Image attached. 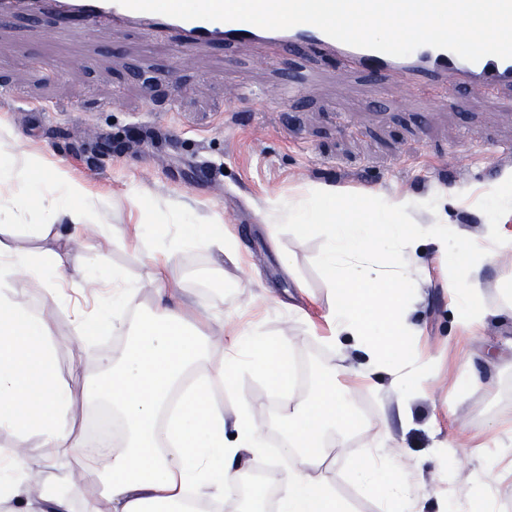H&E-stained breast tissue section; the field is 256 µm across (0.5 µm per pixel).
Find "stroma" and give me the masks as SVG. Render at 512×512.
Masks as SVG:
<instances>
[{"mask_svg":"<svg viewBox=\"0 0 512 512\" xmlns=\"http://www.w3.org/2000/svg\"><path fill=\"white\" fill-rule=\"evenodd\" d=\"M56 26L49 15L37 26L25 16L0 21V89L14 92L0 98V149L65 163L100 195V223L118 230L132 221L124 197L133 189L157 203L162 221L177 210L199 222L221 215L243 260L225 261L219 300L206 254L187 250L182 300L208 315L244 313L271 338L286 335L305 394L322 365L355 371L365 357L349 343L331 350L321 341L328 295L319 267L323 236L285 226L270 235L271 202L326 182L354 195L408 194L428 200L411 216L426 226L437 219L432 202L448 192L461 200L448 212L450 223L477 236L493 209L484 188L512 169L506 98L452 88L410 98L394 93L398 76H350L332 56H272L255 44L180 53L138 30H77L55 41L47 33ZM288 77L301 87L296 101L265 109L253 103L252 92ZM285 254L300 281L284 270ZM417 264L422 276L408 296V350L425 363L426 376L406 395L385 370L353 383L350 400L364 420L338 439L336 466L324 473L351 512L382 509L351 477L359 455L377 450L398 460L422 512H447L468 492L470 474L485 468L495 436L512 431V311L462 329L448 297L447 257L426 244ZM241 278L250 287H237ZM291 304L305 319L289 317ZM126 343L114 336L91 350L65 342L58 370L68 382L75 370L95 373L101 354ZM468 366L484 388L462 390ZM238 386L255 424L268 439L278 438L280 397L248 374Z\"/></svg>","mask_w":512,"mask_h":512,"instance_id":"35a3bbf8","label":"stroma"}]
</instances>
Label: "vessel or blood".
<instances>
[{
    "instance_id": "obj_1",
    "label": "vessel or blood",
    "mask_w": 512,
    "mask_h": 512,
    "mask_svg": "<svg viewBox=\"0 0 512 512\" xmlns=\"http://www.w3.org/2000/svg\"><path fill=\"white\" fill-rule=\"evenodd\" d=\"M23 12L53 14L62 31L76 26L88 32L100 27H134L188 46L251 42L293 55H329L342 60L347 69L375 79L389 72L396 73L406 92L450 83L491 97L512 90V59L487 56L470 62L451 51L427 45L418 47L408 56L395 57L344 44L310 24L287 30H267L246 22L181 20L155 12L135 11L121 6L117 0H0V18ZM296 92L294 83L286 80L278 91L255 93L253 100L261 108L271 101L285 105Z\"/></svg>"
}]
</instances>
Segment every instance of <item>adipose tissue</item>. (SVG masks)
<instances>
[{
    "instance_id": "adipose-tissue-1",
    "label": "adipose tissue",
    "mask_w": 512,
    "mask_h": 512,
    "mask_svg": "<svg viewBox=\"0 0 512 512\" xmlns=\"http://www.w3.org/2000/svg\"><path fill=\"white\" fill-rule=\"evenodd\" d=\"M16 214L39 211L49 224H0V430L14 440L0 447V512H223L228 500L241 512H349L322 477L336 463L331 449L337 436L355 427L350 401L336 380V368L323 367L307 399L296 398L286 339L271 340L257 328H244L237 315L216 316L199 326L197 314L181 300V257L187 248L205 251L214 281L224 261L236 258L235 238L218 223L197 224L177 216L174 229L150 234L155 207L147 197L130 194L136 216L122 231L93 221L85 186L62 164L40 157L0 151V197ZM414 201L397 196L349 194L331 184H314L295 200L275 201L269 223H286L299 233L320 230L325 244L322 272L329 293L325 319L328 346L350 337L373 365L391 362L401 390L421 377L423 367L407 352L411 328L406 317L407 281L420 270L421 243L446 253L454 268L448 293L461 324L471 327L489 312L481 271L488 265H512V238L498 219L474 238L448 227L439 214L434 227L412 224ZM132 249L151 269L153 301L143 310L131 301L138 292L122 270L100 261V275L81 267L83 249ZM51 296L77 288L104 294L112 319L101 323L94 312L73 313L67 340L88 345L97 334L122 333L130 339L116 357L104 358L98 378H85L74 392L58 372L56 352L64 338L55 331L54 308L21 301L24 289ZM252 374L279 394L278 423L293 461L288 471L271 470L269 479L248 494L239 490L243 455L260 458L265 435L255 425L249 400H242L234 423L224 420L216 393L234 390L242 373ZM107 404L125 427L122 447L113 449L107 467L93 463L98 437L76 432L74 407L93 411ZM53 451L41 468H30L25 448L30 439ZM364 491L378 495L385 512H420L409 474L399 463L368 454L352 466ZM101 493L83 494L86 484Z\"/></svg>"
}]
</instances>
